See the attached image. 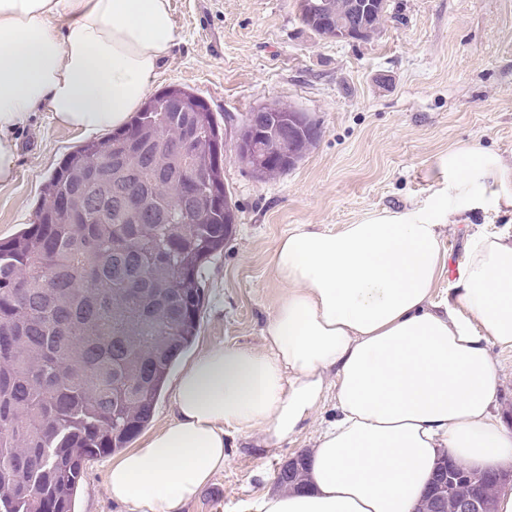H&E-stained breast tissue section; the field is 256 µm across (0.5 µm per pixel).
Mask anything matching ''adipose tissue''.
<instances>
[{
	"label": "adipose tissue",
	"instance_id": "obj_1",
	"mask_svg": "<svg viewBox=\"0 0 512 512\" xmlns=\"http://www.w3.org/2000/svg\"><path fill=\"white\" fill-rule=\"evenodd\" d=\"M178 35L170 0H0V184L35 112L84 135L120 130ZM448 197L512 209V164L478 145L449 152ZM442 203L372 213L337 232L294 225L271 265L284 291L260 348L214 345L179 370L174 418L109 464L132 512H178L226 461L228 430L287 441L327 393L336 417L305 454L301 489L243 512H416L438 462L512 464L489 348H512V231L471 238L445 304Z\"/></svg>",
	"mask_w": 512,
	"mask_h": 512
}]
</instances>
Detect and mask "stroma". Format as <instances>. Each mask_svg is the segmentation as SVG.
I'll use <instances>...</instances> for the list:
<instances>
[{"label":"stroma","mask_w":512,"mask_h":512,"mask_svg":"<svg viewBox=\"0 0 512 512\" xmlns=\"http://www.w3.org/2000/svg\"><path fill=\"white\" fill-rule=\"evenodd\" d=\"M179 38L155 89L189 88L226 125L224 187L238 219L204 269V299L192 351L262 343L283 286L271 256L297 224L338 231L369 214L446 199L450 151L479 144L512 162V0H392V16L367 41L329 40L298 18L295 0H171ZM306 112L318 137L287 174L258 180L232 143L259 107ZM17 174L0 184V240L32 215L45 180L84 136L37 113L18 131ZM512 226L486 201L442 228L444 257L434 294L442 302L472 236ZM334 397L288 442L262 447L229 433L222 473L180 512H239L276 491L279 465L312 448L334 415ZM107 457L87 464L76 512H128L106 492Z\"/></svg>","instance_id":"obj_1"}]
</instances>
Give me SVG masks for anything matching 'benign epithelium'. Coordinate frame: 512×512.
I'll return each mask as SVG.
<instances>
[{
	"label": "benign epithelium",
	"mask_w": 512,
	"mask_h": 512,
	"mask_svg": "<svg viewBox=\"0 0 512 512\" xmlns=\"http://www.w3.org/2000/svg\"><path fill=\"white\" fill-rule=\"evenodd\" d=\"M386 0H352L344 8L342 17L329 26L327 22L318 23V28L329 29L324 37L336 41L359 40L372 29V20L376 12L386 10ZM465 480L478 486L479 491L466 497H453L458 476L445 461L438 468L426 493V499L434 504L433 512H494L495 491L512 488V471L481 472L469 471Z\"/></svg>",
	"instance_id": "benign-epithelium-1"
}]
</instances>
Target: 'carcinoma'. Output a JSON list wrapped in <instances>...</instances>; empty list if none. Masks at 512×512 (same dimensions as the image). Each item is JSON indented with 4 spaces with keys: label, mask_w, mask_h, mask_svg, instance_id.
I'll return each instance as SVG.
<instances>
[{
    "label": "carcinoma",
    "mask_w": 512,
    "mask_h": 512,
    "mask_svg": "<svg viewBox=\"0 0 512 512\" xmlns=\"http://www.w3.org/2000/svg\"><path fill=\"white\" fill-rule=\"evenodd\" d=\"M337 3L296 0L299 19ZM316 138L307 116L267 106L236 151L273 178ZM223 150L208 103L169 86L128 128L68 153L32 224L0 242V512H75L86 464L149 423L198 333L204 264L237 220Z\"/></svg>",
    "instance_id": "cac0c4a2"
}]
</instances>
